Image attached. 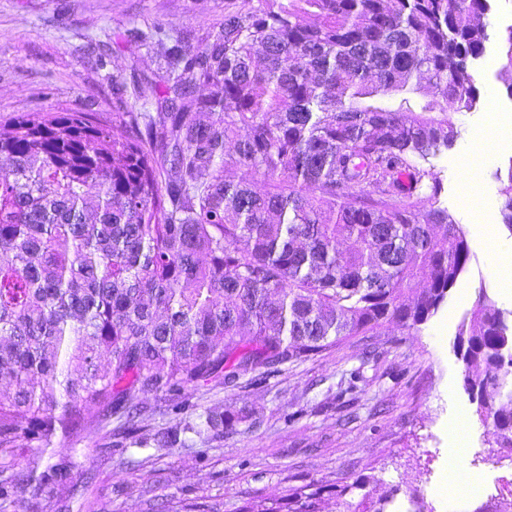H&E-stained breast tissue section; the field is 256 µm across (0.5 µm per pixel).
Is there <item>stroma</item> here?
<instances>
[{
	"label": "stroma",
	"mask_w": 512,
	"mask_h": 512,
	"mask_svg": "<svg viewBox=\"0 0 512 512\" xmlns=\"http://www.w3.org/2000/svg\"><path fill=\"white\" fill-rule=\"evenodd\" d=\"M225 3L0 0V131L31 112H93L111 121L116 94L135 103L159 67L146 50L122 45L121 35L162 24L188 33L197 46L223 23ZM500 67L498 47L489 44L476 109L453 115L459 138L427 163L441 182L442 206L465 228L473 253L447 306L419 328L351 336L278 372H247L236 386L188 388L189 419L208 409L254 415L206 443L187 432L176 447L157 450L154 433L172 424L169 400L146 393L148 411L135 431L121 432L114 417L77 448L58 436L44 451L42 465L68 458L74 477L93 473L84 497L71 499L56 487L22 494L6 512H160L161 504L179 501L237 512L250 500H284L294 489L326 485L340 492L324 494L322 512H497L512 486V462L495 470L484 465L494 450L463 387L453 340L478 288L512 310V284L501 276L512 230L502 222L496 178L512 166V147L495 148L483 161L477 197L467 195L460 165L476 131L512 119ZM460 445L467 465L452 487L448 460ZM471 485L482 494L470 495Z\"/></svg>",
	"instance_id": "1"
}]
</instances>
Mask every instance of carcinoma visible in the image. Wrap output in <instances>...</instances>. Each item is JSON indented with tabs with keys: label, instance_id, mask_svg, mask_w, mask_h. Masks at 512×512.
Returning a JSON list of instances; mask_svg holds the SVG:
<instances>
[{
	"label": "carcinoma",
	"instance_id": "1",
	"mask_svg": "<svg viewBox=\"0 0 512 512\" xmlns=\"http://www.w3.org/2000/svg\"><path fill=\"white\" fill-rule=\"evenodd\" d=\"M489 12L490 0H228L198 47L159 24L128 31L160 72L140 105L117 98L112 124L11 120L1 503L79 491L71 462L41 467L52 438L81 441L112 414L136 430L146 391L184 414L188 386L235 385L439 312L472 251L436 174L412 160L450 149V114L475 109ZM498 48L512 98V25ZM499 192L512 229V165ZM453 349L488 443L512 451V311L479 288ZM243 419L208 410L185 429L218 436ZM19 447L34 449L23 465ZM320 499L297 492L288 512H320Z\"/></svg>",
	"mask_w": 512,
	"mask_h": 512
}]
</instances>
